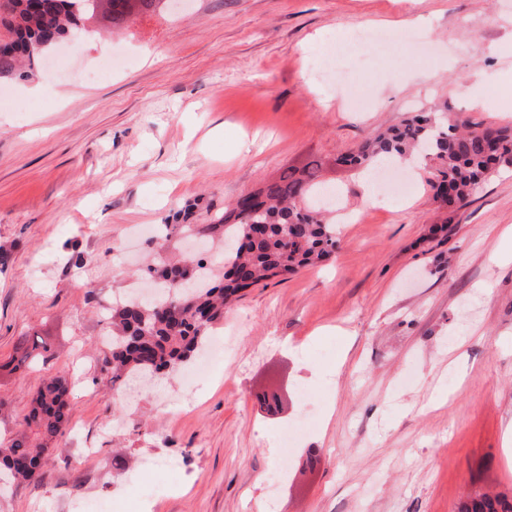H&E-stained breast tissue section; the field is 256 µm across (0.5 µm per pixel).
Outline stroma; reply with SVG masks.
Here are the masks:
<instances>
[{"label":"stroma","mask_w":512,"mask_h":512,"mask_svg":"<svg viewBox=\"0 0 512 512\" xmlns=\"http://www.w3.org/2000/svg\"><path fill=\"white\" fill-rule=\"evenodd\" d=\"M90 27L80 51L59 47L69 68L117 47L130 64L0 82V436L40 377L72 383L42 477L0 492V512H266L280 467L278 512L512 500V167L451 215L413 165L393 164L408 193L369 206L340 162L410 112L512 122V0H189ZM315 57L341 87L314 76ZM312 161L354 216L334 258L244 291L211 330L223 360L194 385L174 373L113 390L107 315L156 250L138 228L187 209L203 223ZM23 337L47 357L5 371ZM268 383L286 399L275 417L253 399ZM303 417L283 452L279 431ZM150 460L176 462L172 481L138 476Z\"/></svg>","instance_id":"1"}]
</instances>
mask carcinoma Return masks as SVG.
<instances>
[{"instance_id": "1", "label": "carcinoma", "mask_w": 512, "mask_h": 512, "mask_svg": "<svg viewBox=\"0 0 512 512\" xmlns=\"http://www.w3.org/2000/svg\"><path fill=\"white\" fill-rule=\"evenodd\" d=\"M112 26L121 27L147 10H164L168 0H106ZM98 0H0V80L29 77L35 65L65 37L86 30L85 21ZM486 127L469 120L442 125L430 112L404 119L340 158L344 165L364 169L379 157L405 159L425 150L434 162L427 185L440 207L455 213L468 203L500 168L512 165V126H496V139ZM325 187L320 165L313 161L302 172L283 170L246 199H235L209 224H165L163 235H199L224 242V274L215 280L205 258L183 255L149 267L157 276L158 293L150 300L127 299L112 307V335L103 363L116 385L132 378H152L173 370L201 349L212 326L241 292L331 257L336 225L308 201ZM192 274L185 293L174 282ZM50 348L44 341L22 340L12 358L14 368H30ZM70 383L63 375L39 381L23 431L0 442V469L17 482L42 474L49 445L68 428ZM461 512H512V502L478 496L464 502Z\"/></svg>"}]
</instances>
